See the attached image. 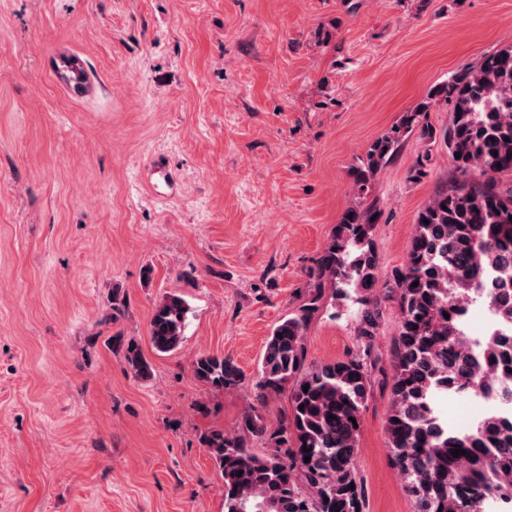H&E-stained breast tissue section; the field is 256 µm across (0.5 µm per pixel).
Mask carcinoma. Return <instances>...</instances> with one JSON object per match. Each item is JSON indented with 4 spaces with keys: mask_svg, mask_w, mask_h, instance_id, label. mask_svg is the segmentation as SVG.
Listing matches in <instances>:
<instances>
[{
    "mask_svg": "<svg viewBox=\"0 0 512 512\" xmlns=\"http://www.w3.org/2000/svg\"><path fill=\"white\" fill-rule=\"evenodd\" d=\"M442 101L452 112L448 125L437 129L427 115ZM413 135L443 144L455 172L471 181L452 182L422 207L406 264L385 282L400 315L386 425L390 460L412 512H487L493 506L512 512V413L490 416L463 434L448 429L436 406L445 392L470 396L500 377L512 378V186L503 185L504 177L512 178V48L488 53L438 85L358 158L353 204L320 256L305 300L271 331L256 372V400L290 390L286 423L268 430L251 404L237 433L204 436L224 476V512H367L356 469L360 427L352 420H360L369 392V350L307 368L304 340L327 288L339 298L355 293L359 335H375L383 310L370 298L378 281L370 231L379 214L370 191ZM486 292L504 327L474 356L461 316ZM189 311L176 294L155 305L149 321L155 352L180 347ZM114 342L124 346L134 377H151L138 344L119 336ZM192 372L215 390L244 382L240 367L221 355L196 357ZM257 438L267 444L260 454L252 445ZM456 449L466 454L452 456Z\"/></svg>",
    "mask_w": 512,
    "mask_h": 512,
    "instance_id": "cac0c4a2",
    "label": "carcinoma"
}]
</instances>
